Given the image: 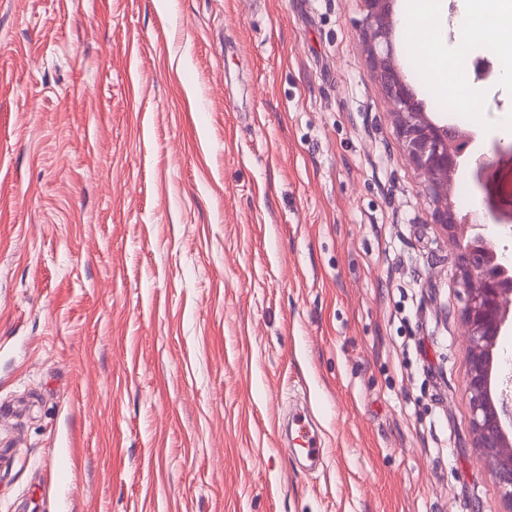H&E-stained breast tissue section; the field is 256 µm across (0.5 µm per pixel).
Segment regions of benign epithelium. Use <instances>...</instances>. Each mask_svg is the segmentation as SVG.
<instances>
[{
  "instance_id": "1",
  "label": "benign epithelium",
  "mask_w": 512,
  "mask_h": 512,
  "mask_svg": "<svg viewBox=\"0 0 512 512\" xmlns=\"http://www.w3.org/2000/svg\"><path fill=\"white\" fill-rule=\"evenodd\" d=\"M364 2V50L393 104L404 152L433 199L430 223L443 227L457 250L459 320L469 346L465 390L472 412V445L489 465L512 512V374L503 383L493 377V349L512 328V263L486 236L480 216L457 210L451 200L452 176L474 133L439 125L416 105L411 85L394 60L391 0Z\"/></svg>"
}]
</instances>
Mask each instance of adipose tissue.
Masks as SVG:
<instances>
[{
	"label": "adipose tissue",
	"mask_w": 512,
	"mask_h": 512,
	"mask_svg": "<svg viewBox=\"0 0 512 512\" xmlns=\"http://www.w3.org/2000/svg\"><path fill=\"white\" fill-rule=\"evenodd\" d=\"M454 23L461 36L454 54L447 56L441 48L439 0H405L403 4L401 29L415 61L440 74L435 89L449 107L477 112L484 105V90L468 79L465 60L473 42L496 47L504 61L499 78L512 84V0H460Z\"/></svg>",
	"instance_id": "ef3b65f1"
}]
</instances>
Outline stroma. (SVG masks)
<instances>
[{
	"mask_svg": "<svg viewBox=\"0 0 512 512\" xmlns=\"http://www.w3.org/2000/svg\"><path fill=\"white\" fill-rule=\"evenodd\" d=\"M365 14L0 0V512H505ZM393 41L429 117L474 132L452 200L512 259V133ZM303 406L313 472L280 440Z\"/></svg>",
	"mask_w": 512,
	"mask_h": 512,
	"instance_id": "35a3bbf8",
	"label": "stroma"
}]
</instances>
